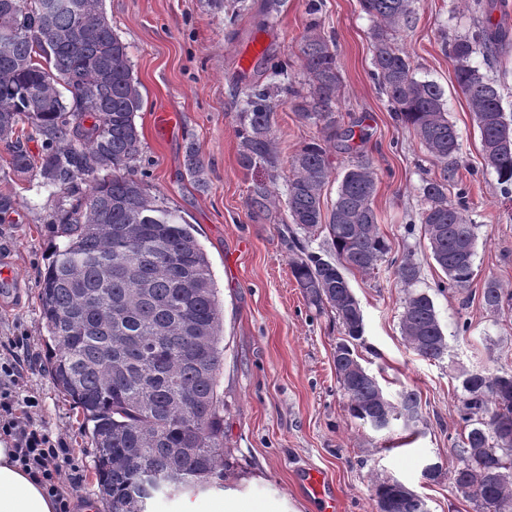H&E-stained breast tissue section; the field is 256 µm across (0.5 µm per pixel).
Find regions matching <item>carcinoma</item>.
I'll list each match as a JSON object with an SVG mask.
<instances>
[{
  "instance_id": "1",
  "label": "carcinoma",
  "mask_w": 512,
  "mask_h": 512,
  "mask_svg": "<svg viewBox=\"0 0 512 512\" xmlns=\"http://www.w3.org/2000/svg\"><path fill=\"white\" fill-rule=\"evenodd\" d=\"M103 0H0V144L19 180L32 177L59 193L53 215V258L38 280L37 297L53 362L51 374L82 416L81 428L95 447L94 475L112 512H146L158 491L155 480L196 494L224 485V401L218 394L223 365L224 317L207 254L186 223L150 195L134 168L140 152L135 121L143 97L128 46L112 29ZM482 15L474 32L445 42L454 78L479 131L485 165L512 184V126L506 122L500 84L472 64L493 55L508 35L492 22L496 4L462 0ZM373 19V79L399 120L444 165L443 177L421 188V233L446 276L445 288L463 291L473 278L475 224L465 194L448 199L460 142L448 121L441 88L416 77L408 53L388 31L410 26L412 0H360ZM300 53L306 91L280 86L284 70L273 68L242 90L239 163L257 164L279 177L274 101L285 93L300 120L315 125L322 142L301 147L288 161L287 211L308 232L327 231L336 258L301 250L292 274L311 305H327L343 330L334 364L349 416L373 424L376 378H349L357 362L354 343L363 338V316L345 277L351 267L369 272L391 248L373 208L377 173L360 155L349 161L336 201L325 210L323 192L334 174L331 145L348 151L350 130L340 131L341 76L336 45L307 27ZM37 141L34 156L23 141ZM185 167L203 181L205 159L190 144ZM85 189H80V185ZM16 198L0 194V223L12 222ZM439 224L437 235L430 227ZM407 287L420 279L409 257L392 258ZM482 299L500 312L512 292L487 281ZM400 325L421 357L439 359L447 340L433 300L410 291ZM458 405L464 431L453 441L457 459L448 472L456 494L479 512H512V371L475 374L463 382ZM420 399L413 389L387 407L389 418L415 422Z\"/></svg>"
}]
</instances>
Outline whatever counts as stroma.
I'll use <instances>...</instances> for the list:
<instances>
[{
  "mask_svg": "<svg viewBox=\"0 0 512 512\" xmlns=\"http://www.w3.org/2000/svg\"><path fill=\"white\" fill-rule=\"evenodd\" d=\"M237 2L225 0L217 12L209 0H103L113 30L129 47L143 96L136 116V174L150 194L195 225L224 311L218 377L224 486L189 497L157 496L151 512H182L188 502L198 512H211L229 487L264 512H322L321 500L304 482L313 470L325 476L338 512H376L373 487L392 480L422 496L430 512H476L447 476L432 483L421 477L427 463H454L450 448L461 431L456 405L469 374L512 370V317L494 314L481 302L488 280L512 290V188L484 163L473 115L444 51L447 38L473 29L475 15L459 0H415L412 27L394 35L417 78L440 86L460 134L455 183L466 190L467 215L477 226L474 279L460 293L439 289L445 275L430 257L419 224L422 181L440 170L372 78L374 23L359 0H287L268 17L260 12L261 0H245L242 10ZM313 22L336 43L340 121L353 128L360 150L378 169L374 209L380 230L392 256L409 254L420 264L416 288L432 297L448 340L439 360L410 348L400 328L406 288L390 263L367 273L347 271L364 322L355 352L389 400L406 389L417 392L422 418L410 430L398 421L377 430L350 419L334 369L342 330L331 309L308 303L290 268L299 248L332 254L329 236L321 228L306 233L289 225L284 180H271L264 166L246 170L239 164L241 126L233 104L238 87L256 70L281 66L289 83L303 88L299 44ZM259 35L264 52L247 58V46ZM274 119L281 162L320 137L290 104L280 105ZM191 143L207 162L202 186L185 170ZM6 160L0 147V193L17 199L15 223L0 224V263L15 273L12 282L0 285V355L17 351L26 389L40 400L32 414L36 426L74 450L82 475L78 512H109L91 470L95 448L51 376L37 299V281L56 240L50 219L59 196L38 182L10 179ZM266 184L272 197L255 204L258 187ZM464 323L469 329L463 333Z\"/></svg>",
  "mask_w": 512,
  "mask_h": 512,
  "instance_id": "stroma-1",
  "label": "stroma"
}]
</instances>
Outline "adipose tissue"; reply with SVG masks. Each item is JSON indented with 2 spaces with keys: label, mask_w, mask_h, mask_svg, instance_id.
<instances>
[{
  "label": "adipose tissue",
  "mask_w": 512,
  "mask_h": 512,
  "mask_svg": "<svg viewBox=\"0 0 512 512\" xmlns=\"http://www.w3.org/2000/svg\"><path fill=\"white\" fill-rule=\"evenodd\" d=\"M0 512H55L43 488L12 463L9 448L1 443Z\"/></svg>",
  "instance_id": "1"
}]
</instances>
